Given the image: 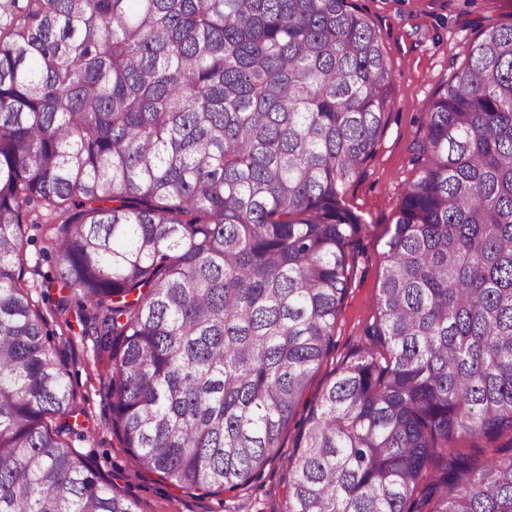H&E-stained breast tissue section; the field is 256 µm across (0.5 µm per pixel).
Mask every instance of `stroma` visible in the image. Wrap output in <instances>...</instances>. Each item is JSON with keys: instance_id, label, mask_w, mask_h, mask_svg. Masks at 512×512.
Masks as SVG:
<instances>
[{"instance_id": "obj_1", "label": "stroma", "mask_w": 512, "mask_h": 512, "mask_svg": "<svg viewBox=\"0 0 512 512\" xmlns=\"http://www.w3.org/2000/svg\"><path fill=\"white\" fill-rule=\"evenodd\" d=\"M380 35L392 74V102L375 155L347 190L345 201L361 216L364 231L352 246L351 276L338 313L335 349L309 384L304 402L314 401L342 360L364 348L366 326L376 312L378 284L385 266L383 252L405 186L416 177L410 158L414 142L424 134L425 107L442 82L466 62L465 48L483 26L512 22V0H353ZM54 213L33 207L25 226L26 273L32 297L45 312L51 343L66 362L70 387L88 420L73 447L142 512H280L288 480L287 460L294 451L296 427H289L276 458L251 487L238 494L190 495L147 471L134 468L131 457L111 431L112 410L106 363L99 360L93 336L69 329L54 311L55 252L47 227Z\"/></svg>"}]
</instances>
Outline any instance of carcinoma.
Wrapping results in <instances>:
<instances>
[{
    "instance_id": "1",
    "label": "carcinoma",
    "mask_w": 512,
    "mask_h": 512,
    "mask_svg": "<svg viewBox=\"0 0 512 512\" xmlns=\"http://www.w3.org/2000/svg\"><path fill=\"white\" fill-rule=\"evenodd\" d=\"M390 86L350 0H26L0 30V512H141L71 445L28 207L60 217L56 311L112 362L121 447L243 489L335 349ZM411 162L371 345L302 418L283 512H512V23L467 45Z\"/></svg>"
}]
</instances>
